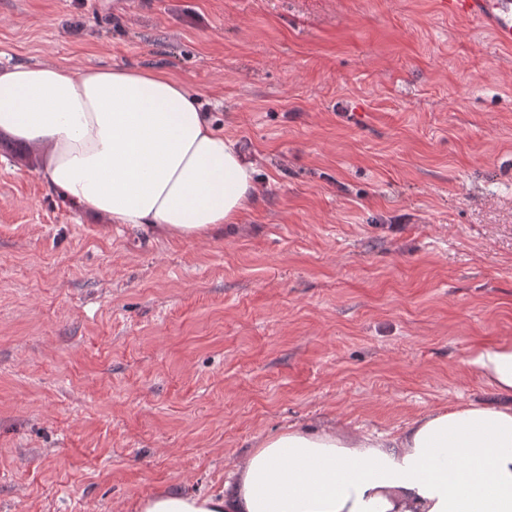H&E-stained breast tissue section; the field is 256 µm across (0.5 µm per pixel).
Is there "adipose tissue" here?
Here are the masks:
<instances>
[{
	"label": "adipose tissue",
	"instance_id": "ef3b65f1",
	"mask_svg": "<svg viewBox=\"0 0 512 512\" xmlns=\"http://www.w3.org/2000/svg\"><path fill=\"white\" fill-rule=\"evenodd\" d=\"M0 132L29 145L76 210L163 237L240 223L256 168L187 83L153 67H0ZM496 404L435 411L392 435L298 428L233 465L224 491L170 490L138 512H512V342L467 359Z\"/></svg>",
	"mask_w": 512,
	"mask_h": 512
}]
</instances>
